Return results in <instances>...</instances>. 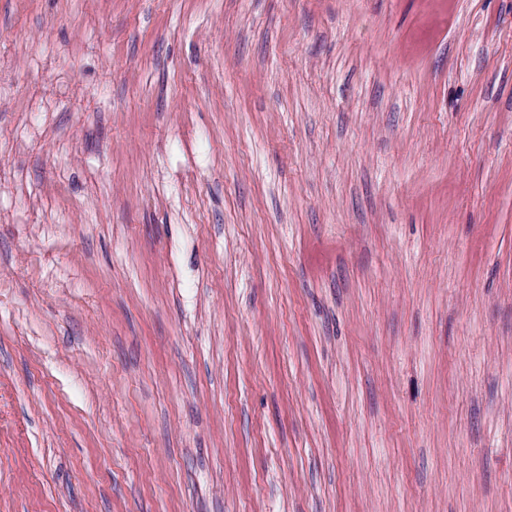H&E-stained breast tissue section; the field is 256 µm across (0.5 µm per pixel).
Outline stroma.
Wrapping results in <instances>:
<instances>
[{"instance_id": "stroma-1", "label": "stroma", "mask_w": 512, "mask_h": 512, "mask_svg": "<svg viewBox=\"0 0 512 512\" xmlns=\"http://www.w3.org/2000/svg\"><path fill=\"white\" fill-rule=\"evenodd\" d=\"M0 512H512V0H0Z\"/></svg>"}]
</instances>
